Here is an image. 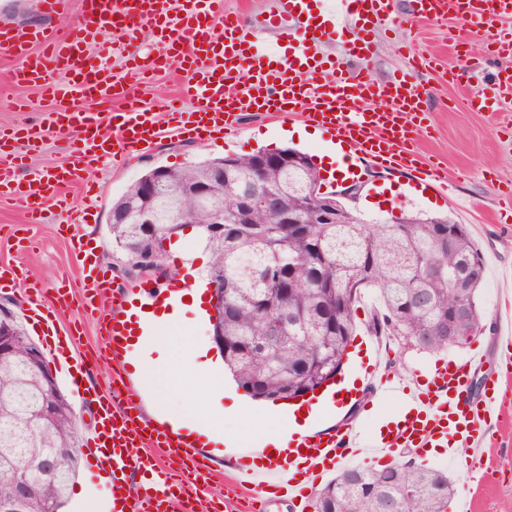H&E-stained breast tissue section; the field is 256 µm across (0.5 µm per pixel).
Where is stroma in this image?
<instances>
[{"instance_id": "1", "label": "stroma", "mask_w": 512, "mask_h": 512, "mask_svg": "<svg viewBox=\"0 0 512 512\" xmlns=\"http://www.w3.org/2000/svg\"><path fill=\"white\" fill-rule=\"evenodd\" d=\"M273 8L274 0H222L218 6L219 11L242 15L252 26L255 41L271 51L286 45L285 32L289 28L285 21L276 28L268 25ZM395 11L403 24L373 34L375 52L368 72L378 81L399 74L404 60L396 48L401 44L435 57L434 68L421 76L429 91L427 104L433 130L421 142L420 152L428 164L440 167L442 175L455 181L456 196L448 199L421 194L411 186L408 174L366 165L359 184L370 196V203L350 198L346 204L369 223L418 211L446 215L455 223L469 225L485 263L486 280L479 293V303L485 323L480 340L487 343L493 334L498 307L512 302V222H501L497 207L501 191L512 189V140L505 133L495 131L489 113L469 110L458 105L457 100L463 95L464 81H476L489 75L495 67L496 61L487 50V38L496 28L512 27V17L476 27L462 20L441 23L414 20L410 0H396ZM459 38L468 42L467 53L462 57L453 50ZM22 64V58L0 51V131L9 133L41 122L45 113L59 106L41 88L12 82V73ZM452 72L457 75L453 82L448 79ZM303 126L296 116L276 122L253 116L246 118L242 127L224 140L207 142L169 137L124 163L101 165L89 173L86 188L69 190L79 204L87 196L96 197L94 216L87 224L69 223L53 209L48 211L44 223L29 224L10 198L0 197V268L14 280L13 285L0 288V304L20 316L27 306L29 287L36 285L50 294L65 285L68 277L80 270L72 250V241L77 237L98 244L104 269L110 270L114 284L127 289L130 296L140 295L159 283L173 286L174 280L169 276L158 282L151 276L129 279L113 272L107 230L113 200L148 169L158 166L182 167L212 156L270 152L285 147L307 153L315 161L323 159L330 148L326 134L312 132L300 136ZM69 143V137L50 127L43 133L39 150L29 151L22 140L13 143L12 148L30 164L50 169L66 159ZM65 318L80 331L81 350L86 358L79 383H72L64 376L59 377L58 383L76 413L77 430L83 433L91 428L92 415L83 406L76 386L81 383L92 386L97 393H107L112 364L104 356L105 339L98 333L95 317L75 307ZM210 333L209 324L202 322L196 312L181 311L170 325L147 341L146 351L152 364L136 378V385L154 388V402L172 412L212 422L214 410L201 401L207 379L200 369L176 352L177 347L189 344L191 339ZM466 353L463 347L429 353L395 341L387 360L393 373L416 379L443 362L463 358ZM223 428L225 435L235 438L238 445L233 452L225 454L222 469L212 481V497L216 500L224 499L231 489L236 458L251 452L253 439L270 432L272 425L257 407L242 406L236 413L225 415ZM403 458L416 466L447 474L456 496H471L473 512H512V419L488 432L480 481H473L456 469L441 449L407 452ZM106 497V488L95 481L82 461L61 512H102Z\"/></svg>"}]
</instances>
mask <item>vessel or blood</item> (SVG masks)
Here are the masks:
<instances>
[{
	"instance_id": "1",
	"label": "vessel or blood",
	"mask_w": 512,
	"mask_h": 512,
	"mask_svg": "<svg viewBox=\"0 0 512 512\" xmlns=\"http://www.w3.org/2000/svg\"><path fill=\"white\" fill-rule=\"evenodd\" d=\"M214 0H83V15L75 34L61 36L47 25L7 28L0 32V50L25 57L13 74L17 84H35L53 97L70 98L71 106L55 111L51 120L58 132L75 133L72 159L53 170L5 162L0 144V187L23 209L31 224L41 223L48 206L73 214L75 207L62 194L63 185L78 182L85 170L150 148L166 132L207 141L224 136L255 112L272 118L301 115L346 155L362 154L374 166L408 173L417 185L437 195L450 189L436 169L425 167L416 144L431 124L425 107L426 90L418 77L429 66L427 58L412 59V71L400 79L380 83L363 72L347 68L343 58H331L325 39L337 28L361 31L346 56L369 53L364 33L396 22L391 0H276L277 14L294 20L297 31L287 49L265 52L247 39L240 15L228 13L223 27L213 21ZM414 15L421 19L464 20L477 23L512 15V0H415ZM120 30V48L131 61L130 80L113 79L103 67L85 69L87 40L104 25ZM163 27L159 39L165 51L145 54L135 45L142 29ZM501 58L488 84L470 87L463 99L471 109L500 111L512 99V29H499L490 39ZM178 69L186 82L190 108L163 105L164 117L141 105L139 82L146 75ZM67 75L66 84L55 81ZM123 102L121 112L103 117L83 108L88 99ZM105 270L92 263L70 281L82 307L96 314L107 336L112 362L109 396L91 394L97 405L93 430L82 438L81 452L108 487L112 512H195L211 493L210 479L220 448H199L179 431L155 427L128 395L125 372L126 322L124 293L107 289ZM109 306H102V299ZM27 317L38 324L53 366L72 376L82 361L77 338L50 309L42 289H33ZM373 362L364 377L376 383L384 396L401 397L404 417L393 429L370 435L346 422L336 428L294 434L288 454L279 460L257 462L242 455L235 467V486L248 495L250 512H267L276 501L291 502L302 512L310 490L324 475L348 466L354 457H391L400 448H444L449 460L459 449H471L470 464L484 456L485 433L505 414L498 399L500 380L485 378L481 393L473 391L474 367L486 362L487 346H471L465 358L449 361L425 377L407 383L400 376L380 372L386 350L372 344ZM179 461L180 473H171L160 460Z\"/></svg>"
}]
</instances>
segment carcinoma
Returning <instances> with one entry per match:
<instances>
[{
    "mask_svg": "<svg viewBox=\"0 0 512 512\" xmlns=\"http://www.w3.org/2000/svg\"><path fill=\"white\" fill-rule=\"evenodd\" d=\"M285 165L269 168L259 186L277 197L273 206H246L253 192V155L227 159L224 181L212 192L224 208V234L212 232L207 214L181 198L204 178L214 158L167 170L151 200H140L142 180L112 202L124 211V224H108L112 264L124 277L141 274L140 263L125 249L137 241L144 252L183 236L185 224L207 242V276L224 283V365L238 387L255 399L276 401L332 377L343 366L356 327L353 285L379 293L369 329L399 338L425 352L448 348V309L458 295L450 286L454 270L477 265L471 319L484 321L475 294L485 278L483 256L466 224L446 217L411 214L400 223L315 224L304 205L303 189L317 185L319 174L301 164L304 153L284 148ZM147 206L154 223H139ZM301 224L286 223L289 213ZM0 328L15 336L14 351L0 357V506L17 492L13 473L26 479L25 512H56L68 499L76 476L77 432L68 400L54 402L52 420L39 421L43 404L41 376L29 369L32 345L14 313L0 307ZM454 495L448 476L410 463L381 469L350 468L317 495L316 512H387L392 501L401 512H445Z\"/></svg>",
    "mask_w": 512,
    "mask_h": 512,
    "instance_id": "1",
    "label": "carcinoma"
}]
</instances>
